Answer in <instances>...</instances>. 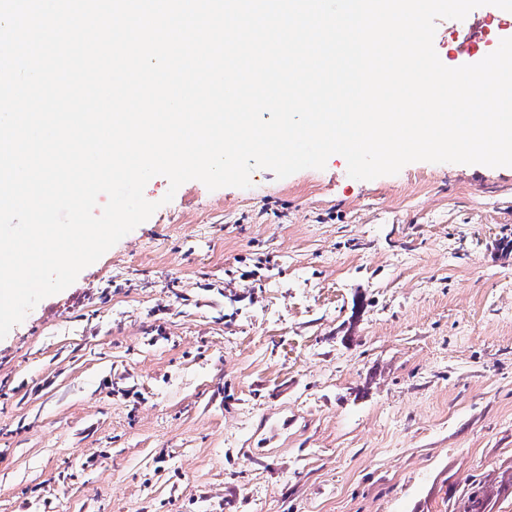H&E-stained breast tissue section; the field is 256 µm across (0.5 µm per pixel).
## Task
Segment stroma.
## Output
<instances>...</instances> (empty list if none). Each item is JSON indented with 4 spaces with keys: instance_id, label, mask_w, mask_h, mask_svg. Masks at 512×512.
Returning <instances> with one entry per match:
<instances>
[{
    "instance_id": "1",
    "label": "stroma",
    "mask_w": 512,
    "mask_h": 512,
    "mask_svg": "<svg viewBox=\"0 0 512 512\" xmlns=\"http://www.w3.org/2000/svg\"><path fill=\"white\" fill-rule=\"evenodd\" d=\"M251 181L153 177L0 339V512H512V167Z\"/></svg>"
}]
</instances>
